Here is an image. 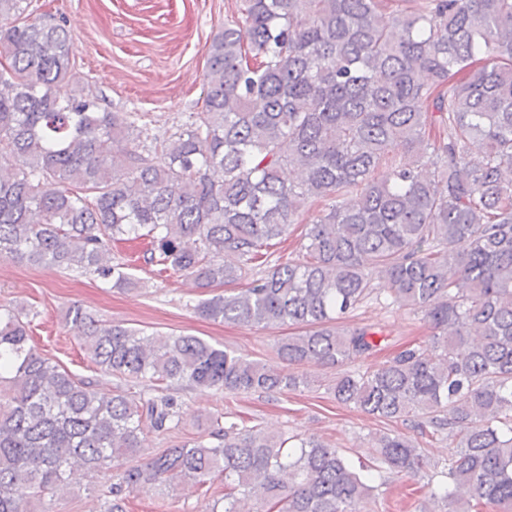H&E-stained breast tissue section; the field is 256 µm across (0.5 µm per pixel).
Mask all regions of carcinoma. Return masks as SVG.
<instances>
[{
    "label": "carcinoma",
    "instance_id": "cac0c4a2",
    "mask_svg": "<svg viewBox=\"0 0 512 512\" xmlns=\"http://www.w3.org/2000/svg\"><path fill=\"white\" fill-rule=\"evenodd\" d=\"M23 3L0 0V154L18 160L0 169V254L128 289L112 243L150 237L145 263L224 288L199 316L293 326L277 353L314 368L381 349V331L336 322L385 295L429 334L337 376L336 401L448 439V485L425 484L436 512H512V0H243L210 43L202 110L167 136L73 97L64 25L24 19ZM296 224V257L267 265ZM67 316L130 387L99 393L38 353L22 313L0 314V382L15 392L0 403V512L140 458L104 512L145 484L220 475L224 512H382L375 475L422 469L421 441L400 434L369 435L372 463L357 468L317 438L219 417L214 441L146 456L144 429L180 424L146 381L271 393L313 379L80 305Z\"/></svg>",
    "mask_w": 512,
    "mask_h": 512
}]
</instances>
